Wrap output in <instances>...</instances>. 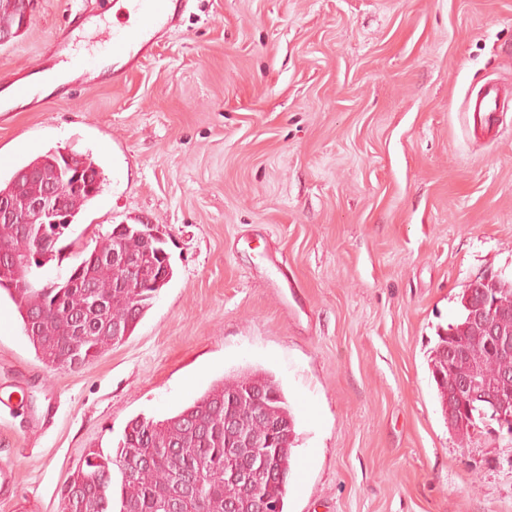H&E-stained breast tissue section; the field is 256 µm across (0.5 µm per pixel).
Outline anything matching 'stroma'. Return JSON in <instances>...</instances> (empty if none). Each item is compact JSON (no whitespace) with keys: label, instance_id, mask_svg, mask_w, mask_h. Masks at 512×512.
I'll return each instance as SVG.
<instances>
[{"label":"stroma","instance_id":"35a3bbf8","mask_svg":"<svg viewBox=\"0 0 512 512\" xmlns=\"http://www.w3.org/2000/svg\"><path fill=\"white\" fill-rule=\"evenodd\" d=\"M123 22L36 0L0 79L52 66L65 28L95 58ZM488 79L512 85V0H193L123 86L0 120L1 181L51 148L104 168L42 280L143 218L173 267L80 371L47 367L0 298V512H62L87 450L250 371L295 419L285 512H512V437L451 431L430 370L465 286L512 277V110L484 141L461 110Z\"/></svg>","mask_w":512,"mask_h":512}]
</instances>
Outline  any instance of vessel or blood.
Listing matches in <instances>:
<instances>
[{"label": "vessel or blood", "mask_w": 512, "mask_h": 512, "mask_svg": "<svg viewBox=\"0 0 512 512\" xmlns=\"http://www.w3.org/2000/svg\"><path fill=\"white\" fill-rule=\"evenodd\" d=\"M101 11L115 10L126 17L124 26L112 32V45L106 52L111 59L110 78L120 86L152 56L162 36L176 26L186 7V0H99ZM506 108L498 83L484 84L463 102L473 129H497L500 114Z\"/></svg>", "instance_id": "vessel-or-blood-1"}]
</instances>
